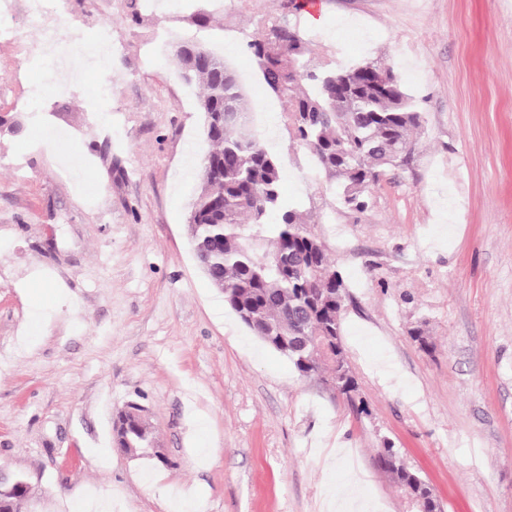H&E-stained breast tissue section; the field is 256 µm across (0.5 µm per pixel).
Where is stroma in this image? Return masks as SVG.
Listing matches in <instances>:
<instances>
[{
    "label": "stroma",
    "mask_w": 512,
    "mask_h": 512,
    "mask_svg": "<svg viewBox=\"0 0 512 512\" xmlns=\"http://www.w3.org/2000/svg\"><path fill=\"white\" fill-rule=\"evenodd\" d=\"M298 2L224 0L218 18L208 0L154 15L67 0L84 39L111 22L112 68L57 97L33 98L24 48L0 44V467L28 477L36 512H68L88 486L112 512L187 495L200 512H406L377 462L386 440L444 512H512V0H319L320 28ZM276 24L300 30L313 64L393 66L424 116L361 211L324 175L298 178L307 155L284 123H256L348 284L362 415L232 310L216 317L224 296L187 230L208 144L174 48L223 52L261 113L273 98L247 43ZM422 323L428 350L410 334ZM131 401L169 465L114 448Z\"/></svg>",
    "instance_id": "stroma-1"
}]
</instances>
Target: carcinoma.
<instances>
[{
	"instance_id": "cac0c4a2",
	"label": "carcinoma",
	"mask_w": 512,
	"mask_h": 512,
	"mask_svg": "<svg viewBox=\"0 0 512 512\" xmlns=\"http://www.w3.org/2000/svg\"><path fill=\"white\" fill-rule=\"evenodd\" d=\"M265 89L281 101L283 120L297 145L338 190L351 209L367 205L368 192L387 167L415 144L423 113L385 65L313 67L308 42L292 28L274 27L248 42ZM198 63L177 55L184 81L200 88L210 149L199 168L188 233L197 264L224 302L264 345L286 357L302 378L320 377L345 396L358 414V382L347 360L341 314L349 296L329 249L307 213L281 195L283 163L251 131L253 107L224 58L207 51ZM235 119L211 126L212 113ZM278 214L270 224L269 215ZM113 442L133 457L158 444L148 419L121 413ZM381 466L403 494L409 512H442L431 486L386 441Z\"/></svg>"
}]
</instances>
